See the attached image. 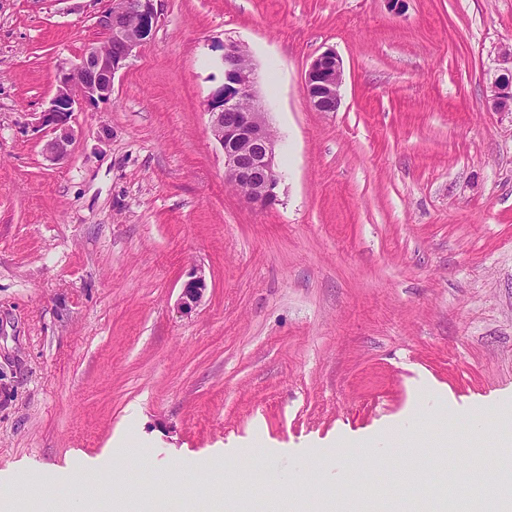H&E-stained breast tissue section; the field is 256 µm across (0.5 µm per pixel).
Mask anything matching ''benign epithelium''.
<instances>
[{"label": "benign epithelium", "mask_w": 512, "mask_h": 512, "mask_svg": "<svg viewBox=\"0 0 512 512\" xmlns=\"http://www.w3.org/2000/svg\"><path fill=\"white\" fill-rule=\"evenodd\" d=\"M162 0H107L99 25L103 39L89 44L78 63L61 67L56 74V92L48 111L38 124L48 129L43 153L51 160L68 156L75 140L70 124L74 105L80 101H104L111 97L116 74L125 67L133 52L150 41L157 29ZM219 65L224 72V92L213 91L206 103L209 130L224 154V175L242 189L252 205L267 208L275 204L280 176L277 172L278 139L271 129L267 112L256 92L252 63H243L242 44L228 40L221 45ZM343 61L327 49L309 64L303 91L319 112H335L341 103ZM493 105L501 112H512V68L496 77ZM207 291L205 273L195 268L189 273L176 302L180 313L200 305Z\"/></svg>", "instance_id": "benign-epithelium-1"}]
</instances>
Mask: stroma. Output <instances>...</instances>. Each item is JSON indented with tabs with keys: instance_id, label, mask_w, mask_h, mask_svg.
<instances>
[{
	"instance_id": "stroma-1",
	"label": "stroma",
	"mask_w": 512,
	"mask_h": 512,
	"mask_svg": "<svg viewBox=\"0 0 512 512\" xmlns=\"http://www.w3.org/2000/svg\"><path fill=\"white\" fill-rule=\"evenodd\" d=\"M104 0H0V496L108 512L162 482L182 512L397 454L428 480L512 454V112L492 85L512 0H163L152 39L82 103L67 158L36 117L102 38ZM242 43L279 136L276 204L224 176L205 112ZM343 61L341 106L304 73ZM208 290L175 303L190 269ZM343 61L332 49H327L309 64L304 74L303 91L318 112H335L341 103Z\"/></svg>"
}]
</instances>
